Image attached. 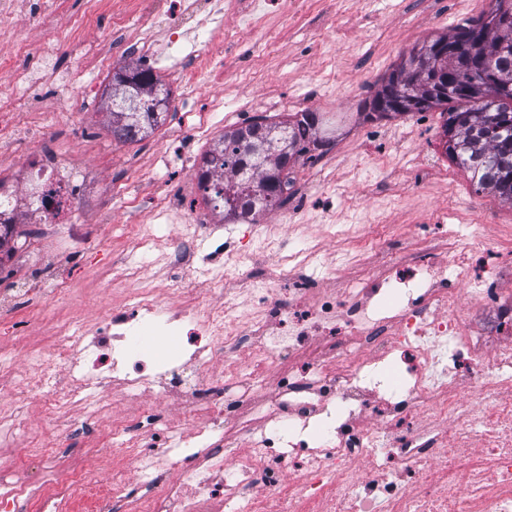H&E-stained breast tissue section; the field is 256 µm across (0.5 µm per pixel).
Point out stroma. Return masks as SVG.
Instances as JSON below:
<instances>
[{
    "label": "stroma",
    "instance_id": "1",
    "mask_svg": "<svg viewBox=\"0 0 512 512\" xmlns=\"http://www.w3.org/2000/svg\"><path fill=\"white\" fill-rule=\"evenodd\" d=\"M139 0H57L55 27L69 31L84 22V33L104 49H117L112 39V9H122L123 39H134V19ZM489 0H267L268 22L279 38L277 47H266L260 31L240 28L236 41L224 48V82L212 84L213 62L206 43L184 39L177 48L167 43L170 18L181 11V0H168V13L156 16L154 31L161 50L152 66L169 84L171 98L165 124L151 137L136 144L113 141L104 123L56 125L54 136L70 157L92 161L118 191L103 204L81 209L74 224L26 225V249L37 250L38 271H30L17 260L0 265V285L29 283L41 277L55 285V293L44 300L58 317L71 308L66 296L73 290L83 298L89 315L102 313L112 301L107 273L113 257L126 249L142 224L155 228L158 242L147 254H134L142 277L164 275L161 255L182 225V217L197 212L208 217L195 176L182 155L176 138L178 127L193 125L200 110L210 102L231 99L256 101L254 113H242L240 124L252 115H275L276 100L288 95L306 98L311 110L336 117L340 128L327 151L296 165V185L313 195L298 218L304 231L278 223L275 213L263 222L275 229L284 250L297 252L319 245L318 261L309 273L325 287L340 289L355 284L371 262V247H354L351 241L331 238V224H388L392 236L390 253L413 254L415 240L403 232L404 225L423 224L429 239H438L445 225H454L459 238L469 239L473 225H481L485 242L499 244V252H488L482 265H512V206L497 197L476 191L466 174L451 162L443 148L439 110L393 119L366 120L365 101L371 100L398 64L400 55L414 43L467 25L486 11ZM316 38L312 49L300 51V43ZM194 64L196 82L189 95H182L177 77L187 64ZM259 72L252 83L237 79L238 71ZM381 129L390 156L389 165L374 169L368 162L374 145L367 139L370 129ZM174 194L177 208L161 211L160 200ZM477 200L485 214L472 212ZM247 225L227 222L216 225L214 238L197 241L199 287H208V270L223 266L258 280L279 257L275 251L257 253L238 260L236 254L216 255L215 239L236 241L247 234ZM18 330L27 336L45 366L58 368L51 346L50 323L37 308H23L15 315Z\"/></svg>",
    "mask_w": 512,
    "mask_h": 512
}]
</instances>
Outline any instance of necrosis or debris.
I'll return each mask as SVG.
<instances>
[{"instance_id": "obj_1", "label": "necrosis or debris", "mask_w": 512, "mask_h": 512, "mask_svg": "<svg viewBox=\"0 0 512 512\" xmlns=\"http://www.w3.org/2000/svg\"><path fill=\"white\" fill-rule=\"evenodd\" d=\"M24 53L22 76L0 86L9 114L0 155H23L11 182L0 184V225L71 224L81 205L111 197L112 184L91 162L61 152L36 118L44 71L66 53L107 72L112 56L77 31ZM479 253L452 231L447 252L386 261L339 295L309 280L310 249L281 259L266 281L214 274L202 292L180 282L178 307L118 257L115 302L94 318L53 322L69 385L33 362L6 394L17 403L44 390L57 413L76 404L81 419L43 440V481H29L22 467L0 474V512H270L273 501L277 512H512V400L501 397L512 389V298L496 273L473 279ZM479 307L487 311L481 340L469 322ZM152 329L202 339L188 358L196 379L181 390L191 431H148L173 372L140 344ZM325 334L337 336L335 346L289 370L287 382L265 386L266 368ZM388 363L402 381L372 387L376 365ZM115 381L133 406L108 423L105 394ZM229 383L236 391L228 401ZM104 429L133 461L142 494L123 470L106 479L80 461L78 438Z\"/></svg>"}]
</instances>
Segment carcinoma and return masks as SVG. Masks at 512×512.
I'll return each mask as SVG.
<instances>
[{"label": "carcinoma", "mask_w": 512, "mask_h": 512, "mask_svg": "<svg viewBox=\"0 0 512 512\" xmlns=\"http://www.w3.org/2000/svg\"><path fill=\"white\" fill-rule=\"evenodd\" d=\"M481 28L458 26L418 42L369 102L367 116L406 114L388 100L390 85L401 82L403 96L417 100L416 111L443 108L445 153L476 185L512 205V0H490L478 18ZM427 56L431 68L412 70L407 57ZM479 62L491 65L503 82L500 90L474 85L465 92L456 83ZM112 77V137L120 142L144 139L164 122L169 92L162 90L151 66L123 63ZM325 113L293 112L288 119L260 118L224 130L197 173L199 189L224 218L257 224L281 203L283 172L313 149L330 144Z\"/></svg>", "instance_id": "obj_1"}]
</instances>
